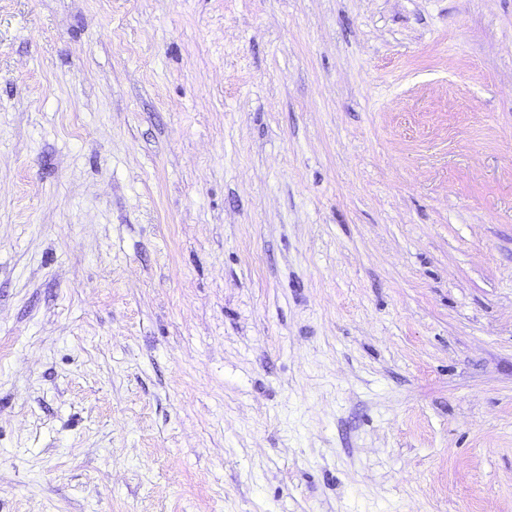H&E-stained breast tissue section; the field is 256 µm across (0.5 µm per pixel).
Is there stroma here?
<instances>
[{"label":"stroma","instance_id":"1","mask_svg":"<svg viewBox=\"0 0 512 512\" xmlns=\"http://www.w3.org/2000/svg\"><path fill=\"white\" fill-rule=\"evenodd\" d=\"M0 512H512V0H0Z\"/></svg>","mask_w":512,"mask_h":512}]
</instances>
